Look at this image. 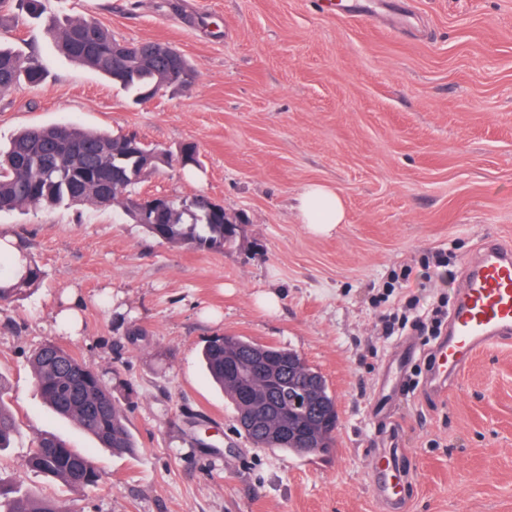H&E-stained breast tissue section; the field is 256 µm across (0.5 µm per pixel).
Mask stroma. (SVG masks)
<instances>
[{"instance_id":"35a3bbf8","label":"stroma","mask_w":512,"mask_h":512,"mask_svg":"<svg viewBox=\"0 0 512 512\" xmlns=\"http://www.w3.org/2000/svg\"><path fill=\"white\" fill-rule=\"evenodd\" d=\"M0 40L46 70L41 86L0 93V142L28 126L75 123L134 132L201 165L165 167L136 190L209 196L241 217L218 251L159 241L120 210L88 206L0 214L44 273L0 302V373L18 430L0 481L63 512H384L369 478L375 449H404L414 477L404 512H512V343L474 353L456 389L390 399L391 435L371 408L401 346L386 337L372 289L434 250L455 294L481 241L512 245V0H46L47 18L91 15L129 43L159 41L198 69L188 88L136 103L58 54L18 0ZM336 188L347 221L327 236L293 208L304 186ZM84 300L80 335L53 314ZM275 291L269 312L259 294ZM289 348L336 396V447L298 455L253 447L208 378L216 336ZM48 341L98 370L138 442L112 454L56 418L35 388L29 354ZM50 432L88 452L97 487L73 491L25 466Z\"/></svg>"}]
</instances>
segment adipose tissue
<instances>
[{
	"mask_svg": "<svg viewBox=\"0 0 512 512\" xmlns=\"http://www.w3.org/2000/svg\"><path fill=\"white\" fill-rule=\"evenodd\" d=\"M295 209L301 223L318 235L331 233L347 220L343 197L324 183L306 185L295 198Z\"/></svg>",
	"mask_w": 512,
	"mask_h": 512,
	"instance_id": "1",
	"label": "adipose tissue"
}]
</instances>
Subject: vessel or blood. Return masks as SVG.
<instances>
[{
    "instance_id": "b4317fda",
    "label": "vessel or blood",
    "mask_w": 512,
    "mask_h": 512,
    "mask_svg": "<svg viewBox=\"0 0 512 512\" xmlns=\"http://www.w3.org/2000/svg\"><path fill=\"white\" fill-rule=\"evenodd\" d=\"M512 341V248L491 240L466 264V280L454 308L447 341L435 350V378L463 369L481 348ZM369 475L379 501L392 512L402 500L409 470L394 448L373 455Z\"/></svg>"
}]
</instances>
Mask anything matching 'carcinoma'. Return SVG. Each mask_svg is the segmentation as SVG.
<instances>
[{
	"label": "carcinoma",
	"instance_id": "cac0c4a2",
	"mask_svg": "<svg viewBox=\"0 0 512 512\" xmlns=\"http://www.w3.org/2000/svg\"><path fill=\"white\" fill-rule=\"evenodd\" d=\"M47 30L58 50L74 63L102 74L135 100L154 97L166 86L189 87L198 71L183 55L169 58L160 53L164 46L146 42L133 45L130 56L112 57V45L119 43L112 32L90 16L53 20ZM44 71L36 60L0 44V93L20 84L37 87ZM143 148L125 134L114 135L76 124L33 127L18 131L0 145V213L23 208H53L88 205L118 207L134 223L138 216L130 207L135 187L144 179L137 152ZM145 229L170 244L199 250H222L233 243L237 225L224 223V207L204 195L170 200V209L157 224ZM42 278L31 261L27 274L9 291L0 289L6 302L32 288ZM263 350L278 369V382L249 374L253 352ZM210 379L229 398L240 422L249 417L251 404L241 397L242 387L254 398H272L275 411L245 432L256 448H277L299 453L293 445L278 439L280 428L289 425L288 378L313 372L304 358L296 356L288 365V350L257 344L239 336H215L203 350ZM28 365L43 403L57 416L69 420L90 434L103 448L116 455H133L137 444L128 417L114 398L102 375L55 342L32 352ZM10 382L0 374V451L11 446L17 431L16 417L6 398ZM306 429L314 442L329 454L335 448V429L315 412L307 418ZM26 466L76 489L94 488L100 473L91 457L70 447L53 433L39 435L26 459ZM0 512H63L56 502L39 497L17 498L0 484Z\"/></svg>",
	"mask_w": 512,
	"mask_h": 512
}]
</instances>
